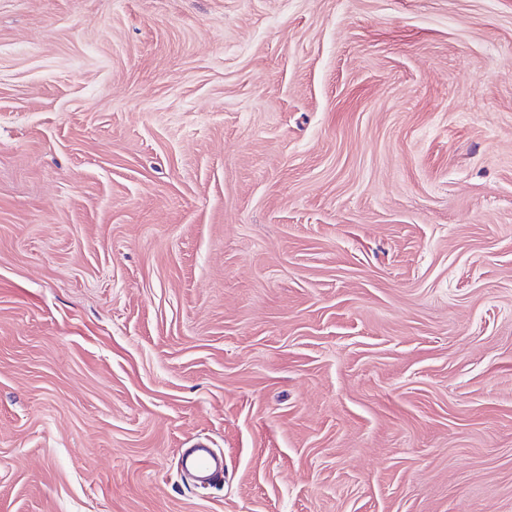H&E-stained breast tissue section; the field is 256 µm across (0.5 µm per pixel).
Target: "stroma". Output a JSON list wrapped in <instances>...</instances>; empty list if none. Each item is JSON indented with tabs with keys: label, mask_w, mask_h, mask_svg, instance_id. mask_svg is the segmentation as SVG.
I'll list each match as a JSON object with an SVG mask.
<instances>
[{
	"label": "stroma",
	"mask_w": 512,
	"mask_h": 512,
	"mask_svg": "<svg viewBox=\"0 0 512 512\" xmlns=\"http://www.w3.org/2000/svg\"><path fill=\"white\" fill-rule=\"evenodd\" d=\"M0 512H512V0H0ZM183 471L191 474L200 482H208L223 474L224 462L215 456L211 448L200 444L187 449L180 458Z\"/></svg>",
	"instance_id": "stroma-1"
}]
</instances>
